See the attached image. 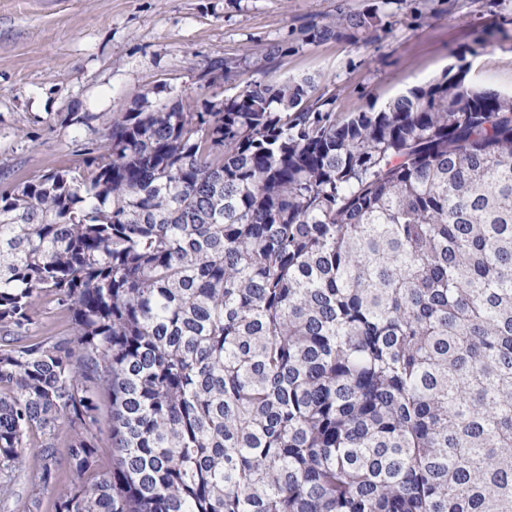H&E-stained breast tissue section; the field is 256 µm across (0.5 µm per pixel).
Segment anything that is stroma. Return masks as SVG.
Returning <instances> with one entry per match:
<instances>
[{
    "label": "stroma",
    "mask_w": 512,
    "mask_h": 512,
    "mask_svg": "<svg viewBox=\"0 0 512 512\" xmlns=\"http://www.w3.org/2000/svg\"><path fill=\"white\" fill-rule=\"evenodd\" d=\"M336 0H0V187L72 167L112 116L138 104L201 109L244 81L311 78L338 115L382 108L464 65L468 82L512 94V0H404L365 44L302 43ZM287 42L272 66L257 63ZM240 61L225 79L212 65Z\"/></svg>",
    "instance_id": "obj_1"
}]
</instances>
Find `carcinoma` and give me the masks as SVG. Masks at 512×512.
<instances>
[{
	"label": "carcinoma",
	"instance_id": "cac0c4a2",
	"mask_svg": "<svg viewBox=\"0 0 512 512\" xmlns=\"http://www.w3.org/2000/svg\"><path fill=\"white\" fill-rule=\"evenodd\" d=\"M316 91L119 112L0 190V503L25 471L52 512H512V95Z\"/></svg>",
	"mask_w": 512,
	"mask_h": 512
}]
</instances>
